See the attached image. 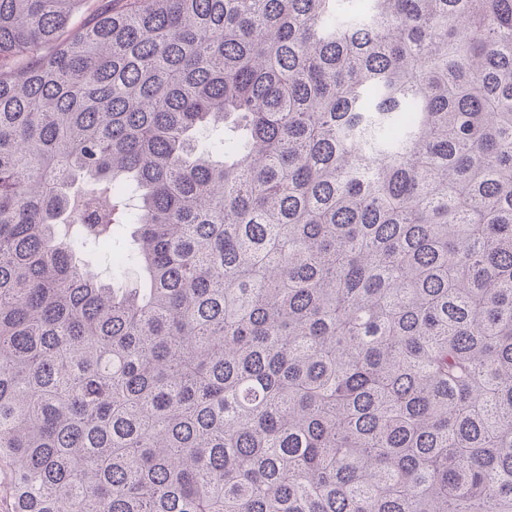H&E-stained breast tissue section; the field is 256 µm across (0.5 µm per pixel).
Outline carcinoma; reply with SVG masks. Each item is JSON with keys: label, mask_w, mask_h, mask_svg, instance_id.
<instances>
[{"label": "carcinoma", "mask_w": 512, "mask_h": 512, "mask_svg": "<svg viewBox=\"0 0 512 512\" xmlns=\"http://www.w3.org/2000/svg\"><path fill=\"white\" fill-rule=\"evenodd\" d=\"M83 2L0 0L11 512H512V0Z\"/></svg>", "instance_id": "obj_1"}]
</instances>
